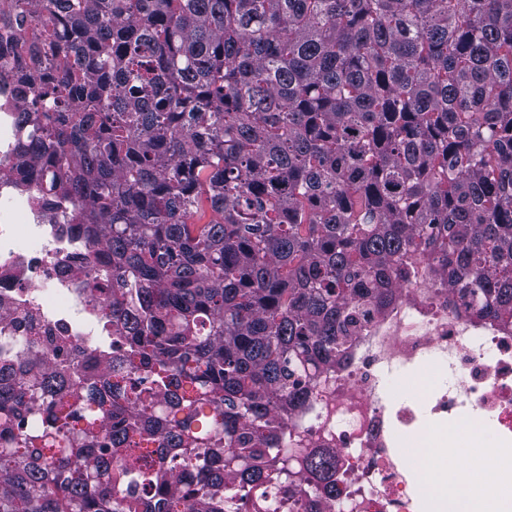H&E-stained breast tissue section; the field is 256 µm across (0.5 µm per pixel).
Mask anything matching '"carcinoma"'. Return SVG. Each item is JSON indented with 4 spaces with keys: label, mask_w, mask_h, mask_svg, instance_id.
<instances>
[{
    "label": "carcinoma",
    "mask_w": 512,
    "mask_h": 512,
    "mask_svg": "<svg viewBox=\"0 0 512 512\" xmlns=\"http://www.w3.org/2000/svg\"><path fill=\"white\" fill-rule=\"evenodd\" d=\"M0 41L112 321L0 385V512H322L296 417L416 259L512 316V0H0Z\"/></svg>",
    "instance_id": "obj_1"
}]
</instances>
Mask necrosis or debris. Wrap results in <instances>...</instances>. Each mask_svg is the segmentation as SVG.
I'll return each mask as SVG.
<instances>
[{"mask_svg":"<svg viewBox=\"0 0 512 512\" xmlns=\"http://www.w3.org/2000/svg\"><path fill=\"white\" fill-rule=\"evenodd\" d=\"M36 107L32 95L0 94V382H14L12 365L36 347L38 329L63 336L55 362L74 348L85 352L111 343L112 328L94 306L90 282L107 268V258L88 244L84 227L63 211L44 205L19 181L38 177L30 158L13 156L20 113ZM448 374L447 384L422 396L393 398L388 377L404 383L429 365ZM336 401L329 421L316 412L299 424L317 432L329 425L343 478L325 512H344L350 501L363 512H425L428 499L399 434L419 435L423 420L454 425L476 414L481 443L501 456L512 447V326L468 317L459 300L431 273L401 283L396 299L372 313L358 334L348 364L331 375Z\"/></svg>","mask_w":512,"mask_h":512,"instance_id":"4bbe7bcc","label":"necrosis or debris"}]
</instances>
